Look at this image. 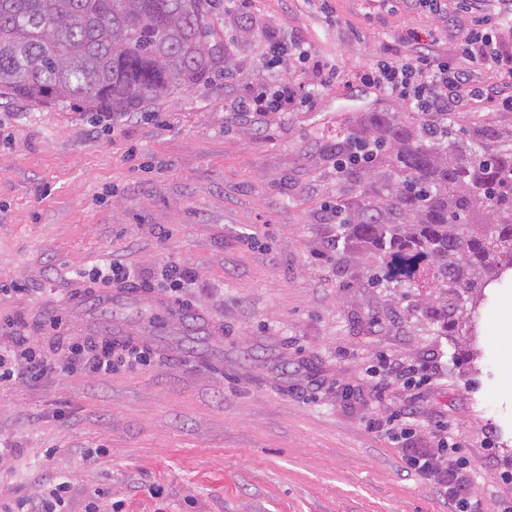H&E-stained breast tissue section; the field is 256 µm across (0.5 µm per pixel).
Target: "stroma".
<instances>
[{"mask_svg":"<svg viewBox=\"0 0 512 512\" xmlns=\"http://www.w3.org/2000/svg\"><path fill=\"white\" fill-rule=\"evenodd\" d=\"M441 15L421 0H253L251 25L227 11L214 44L232 73L115 120L0 100V311L20 313L31 347L63 357L78 339L132 333L147 365L111 376L48 369L0 387V512L41 479L65 483L61 512H450L435 482L410 473L414 444L448 427L474 470L483 512L512 502V333L491 332L512 282L486 289L467 336H441L416 312L417 289L373 282L364 255L326 223L340 194L337 129L396 108L346 74L391 53L401 34L459 55V0ZM311 53L279 67L313 100L254 124L237 113L270 71L267 39ZM121 260L140 280L134 303L99 302L85 275ZM194 275L172 324L161 268ZM431 360V380L386 375Z\"/></svg>","mask_w":512,"mask_h":512,"instance_id":"35a3bbf8","label":"stroma"}]
</instances>
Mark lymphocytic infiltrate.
Instances as JSON below:
<instances>
[{
  "label": "lymphocytic infiltrate",
  "mask_w": 512,
  "mask_h": 512,
  "mask_svg": "<svg viewBox=\"0 0 512 512\" xmlns=\"http://www.w3.org/2000/svg\"><path fill=\"white\" fill-rule=\"evenodd\" d=\"M479 0H466L465 9L476 16L472 28L460 38L459 49L467 59L460 66L454 59L440 54L433 46L420 45L410 58L380 60L368 68L348 75L347 84H362L403 102L412 111L426 114L456 112L463 99H486L512 109V95H499L497 90L473 85L469 66L496 71L512 63V52L493 37L490 28L494 17L480 13ZM305 85L296 80L265 83L242 103L241 112L258 114L284 112L303 95ZM41 364L29 348L16 344L0 348V383L38 378ZM409 469L422 478H434L448 496L453 512H481L472 493L470 464L449 456L446 445L435 448H411L407 457Z\"/></svg>",
  "instance_id": "obj_1"
}]
</instances>
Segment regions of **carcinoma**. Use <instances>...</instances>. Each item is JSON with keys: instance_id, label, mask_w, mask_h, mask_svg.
I'll use <instances>...</instances> for the list:
<instances>
[{"instance_id": "1", "label": "carcinoma", "mask_w": 512, "mask_h": 512, "mask_svg": "<svg viewBox=\"0 0 512 512\" xmlns=\"http://www.w3.org/2000/svg\"><path fill=\"white\" fill-rule=\"evenodd\" d=\"M222 0H0V98L114 119L230 69L210 44ZM334 213L374 274L423 280L421 309L457 336L460 301L512 269V137L490 123L371 112L342 135Z\"/></svg>"}]
</instances>
